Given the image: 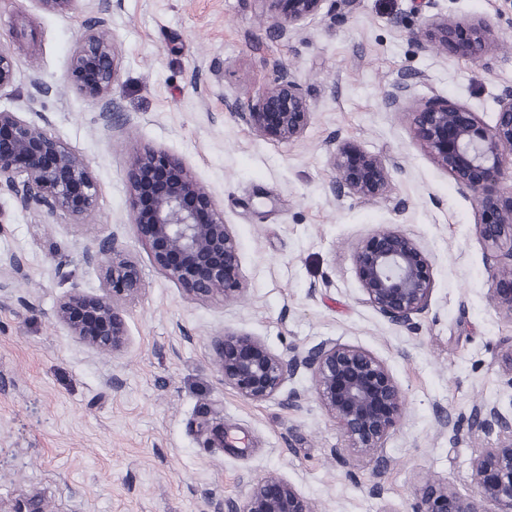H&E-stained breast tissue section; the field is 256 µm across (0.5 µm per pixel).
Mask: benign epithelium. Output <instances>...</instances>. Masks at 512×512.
<instances>
[{"label":"benign epithelium","instance_id":"obj_1","mask_svg":"<svg viewBox=\"0 0 512 512\" xmlns=\"http://www.w3.org/2000/svg\"><path fill=\"white\" fill-rule=\"evenodd\" d=\"M38 8L79 16L87 0H31ZM275 35L284 39L313 18L325 0H261ZM106 3L72 50L68 77L82 97L101 104L104 125L112 127L116 47L105 38ZM490 31L480 24H430L419 38L422 49L437 47L479 61ZM15 61L0 50V95L15 83ZM413 76L402 74L385 95L398 110L414 90ZM494 125L479 121L467 108L437 101L411 113L416 139L448 172L458 187L477 199V232L489 251L494 307L512 320V192L500 190L512 162V85L497 95ZM242 121L258 136L295 140L303 136L312 112L301 85L287 70L246 105L233 103ZM333 191L368 200L382 195L390 172L381 158L344 143L331 153ZM129 210L134 232L154 266L193 300H233L242 292L237 241L224 223L214 197L183 161L148 150L129 161ZM10 193L25 210L62 212L82 224L97 204L98 185L88 161L51 129L46 118L30 120L21 112L0 110V191ZM100 272L101 293L72 288L54 309L55 321L90 348L110 354L129 342L126 305L141 294L137 262L114 235L98 240L82 254ZM355 271L366 301L392 324L412 325L428 306L431 263L407 233L384 229L363 241ZM23 271L16 254L0 256V280ZM224 386L245 400L266 402L300 372L307 371L325 411L342 428L348 450L362 460H377L387 436L404 416L405 394L386 364L371 352L336 340L306 350L276 354L257 336L226 331L212 342ZM472 430L487 447L473 460L474 495L464 497L441 480H431L415 494L411 512H512V413L496 405L479 407ZM217 512H316L315 503L275 472L249 480L244 499H226Z\"/></svg>","mask_w":512,"mask_h":512}]
</instances>
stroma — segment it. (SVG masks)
<instances>
[{
    "mask_svg": "<svg viewBox=\"0 0 512 512\" xmlns=\"http://www.w3.org/2000/svg\"><path fill=\"white\" fill-rule=\"evenodd\" d=\"M94 14L0 0V48L17 66L15 92L0 107L46 117L99 186L84 224L22 210L0 193V254L26 263L23 276L0 285V512L32 496L45 512H214L269 471L320 512H410L433 477L472 495L471 461L484 445L471 430L474 410L512 409V319L490 302L477 202L416 141L410 112L448 100L494 125L496 97L512 85V0H325L287 39L274 37L260 0H112L109 132L99 105L68 79ZM437 17L486 23L493 40L483 60L421 50L413 35ZM283 69L313 112L297 141L258 137L228 109ZM404 71L416 85L394 112L384 98ZM34 76L49 89L35 101ZM342 142L392 163L384 195L333 192L330 151ZM150 149L182 159L222 210L241 258L244 291L234 301L188 299L136 238L127 163ZM383 228L410 235L432 264L428 306L407 328L366 303L355 274L358 245ZM109 234L144 283L127 308L130 342L115 355L86 347L53 318L66 291L99 292L82 253ZM227 330L278 354L332 339L385 362L406 410L384 466L345 454L309 374L289 383L303 395L294 409L225 387L212 341ZM441 411L456 422V439L440 431ZM377 483L379 496L370 492Z\"/></svg>",
    "mask_w": 512,
    "mask_h": 512,
    "instance_id": "stroma-1",
    "label": "stroma"
}]
</instances>
